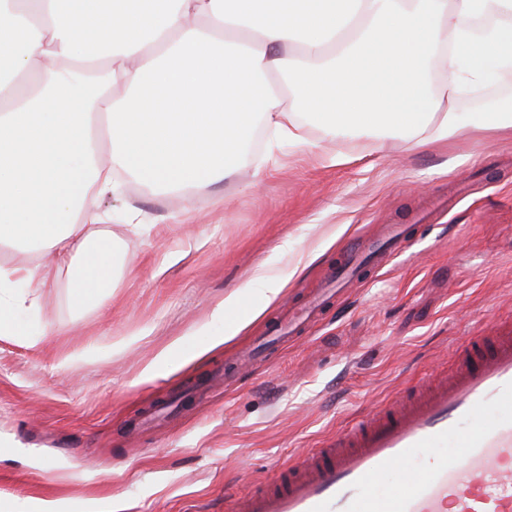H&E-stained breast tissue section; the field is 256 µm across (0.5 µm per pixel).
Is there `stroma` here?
Wrapping results in <instances>:
<instances>
[{"instance_id": "obj_1", "label": "stroma", "mask_w": 512, "mask_h": 512, "mask_svg": "<svg viewBox=\"0 0 512 512\" xmlns=\"http://www.w3.org/2000/svg\"><path fill=\"white\" fill-rule=\"evenodd\" d=\"M512 103V74L458 99L470 131L414 143L403 132L247 146L242 174L190 198L130 181L103 196L112 286L75 310L69 275L46 270L25 333L0 339V512H225L309 448L373 408L451 371L478 327L512 320V131H492L485 99ZM279 169L246 184L262 159ZM135 209L143 229L124 218ZM402 224L408 239L306 339L211 391L237 350L283 308L329 285L347 250ZM311 263L295 270L299 255ZM262 265L290 279L278 303L226 343L213 312L241 309Z\"/></svg>"}]
</instances>
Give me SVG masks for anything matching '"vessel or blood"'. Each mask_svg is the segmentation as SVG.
Instances as JSON below:
<instances>
[{
  "label": "vessel or blood",
  "mask_w": 512,
  "mask_h": 512,
  "mask_svg": "<svg viewBox=\"0 0 512 512\" xmlns=\"http://www.w3.org/2000/svg\"><path fill=\"white\" fill-rule=\"evenodd\" d=\"M404 237L402 227H386L369 254L351 255L337 286L359 281L366 264H381ZM332 294L309 295L237 362L257 363L267 340L299 338ZM456 362L452 379H424L410 397L366 414L280 470L272 486L239 495L232 512H512V323L470 337ZM445 447L458 464L440 456ZM425 452L432 463L411 468ZM393 471L397 479L380 490Z\"/></svg>",
  "instance_id": "vessel-or-blood-1"
}]
</instances>
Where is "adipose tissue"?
I'll return each instance as SVG.
<instances>
[{
  "instance_id": "ef3b65f1",
  "label": "adipose tissue",
  "mask_w": 512,
  "mask_h": 512,
  "mask_svg": "<svg viewBox=\"0 0 512 512\" xmlns=\"http://www.w3.org/2000/svg\"><path fill=\"white\" fill-rule=\"evenodd\" d=\"M509 70L512 0H0V246L37 244L86 308L112 285V244L90 227L115 174L189 194L234 173L254 126L305 144L302 111L328 137L447 140L463 89ZM252 280L244 318L226 319L235 293L215 312L225 339L287 283L263 267ZM44 286L39 269L0 265V337L22 335L15 316Z\"/></svg>"
}]
</instances>
